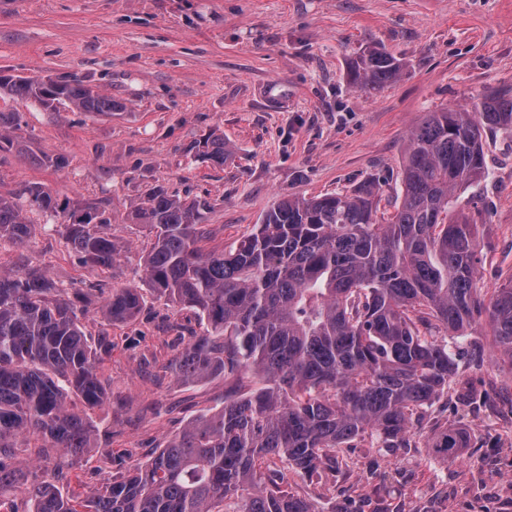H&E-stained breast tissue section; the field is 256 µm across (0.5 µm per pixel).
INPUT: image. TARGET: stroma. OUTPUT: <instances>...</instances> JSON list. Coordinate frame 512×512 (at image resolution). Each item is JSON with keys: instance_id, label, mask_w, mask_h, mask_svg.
I'll list each match as a JSON object with an SVG mask.
<instances>
[{"instance_id": "35a3bbf8", "label": "stroma", "mask_w": 512, "mask_h": 512, "mask_svg": "<svg viewBox=\"0 0 512 512\" xmlns=\"http://www.w3.org/2000/svg\"><path fill=\"white\" fill-rule=\"evenodd\" d=\"M372 46L404 68L368 94L348 73ZM0 75L77 77L125 105L100 120L0 98L21 124L20 152L0 158V194L31 182L98 202L121 248L112 269L78 265L38 212L27 243L0 241V268L38 265L63 297L90 294L77 311L87 339L112 342L98 367L111 401L88 412L95 448L69 469L57 451L32 448L23 470L25 488L90 496L224 402L223 373L186 383L169 368L207 325L147 284L141 259L154 237L131 223L134 207L155 187L208 200L210 243L228 250L282 197L374 181L376 221L389 223L408 135L429 113L512 89V0H0ZM212 133L231 151L221 166L197 156ZM484 149L489 176L461 205L476 224L475 286L488 298L512 280V137L486 132ZM46 155L68 164H40ZM125 286L140 289L141 311L107 324L98 308ZM470 334L478 348L449 338L458 371L439 400L413 410L404 447L356 438L312 479L272 457L267 482L317 512H512V363L494 354L487 325ZM447 426L470 437L453 460L427 446Z\"/></svg>"}]
</instances>
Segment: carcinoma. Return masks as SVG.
Listing matches in <instances>:
<instances>
[{
  "mask_svg": "<svg viewBox=\"0 0 512 512\" xmlns=\"http://www.w3.org/2000/svg\"><path fill=\"white\" fill-rule=\"evenodd\" d=\"M402 64L381 48L363 51L350 84L363 92L396 80ZM0 95L46 112L72 107L94 117L124 108L80 80L45 84L0 76ZM16 112H0V152L16 149ZM512 135V95H488L468 106L432 112L408 137L400 203L388 224L375 213L379 187L284 197L254 231L228 252L206 250L209 204L150 190L131 213L155 241L143 259L150 288L196 310L207 334L181 355L186 381L215 371L261 386L238 391L224 407L202 414L147 464L92 496L62 493L52 483L29 492L25 512H316L294 492L265 483L270 456L310 478L336 449L366 433L385 448L406 440L411 411L448 390L457 364L430 332L455 336L488 317L494 351L512 362V281L490 302L474 287V225L458 191L488 176L485 131ZM200 157L222 165L224 138L204 139ZM57 225L81 265L109 269L120 253L101 231V204L58 202L44 186L17 192ZM34 224L12 196L0 195V241L23 244ZM142 308L133 287L114 288L98 307L122 323ZM107 338L94 348L72 302L59 297L38 266L0 272V450L34 435L78 466L92 448L91 422L68 408L78 400L102 407L108 391L97 365ZM461 428L441 431L432 447L449 459L467 447ZM20 469L0 463V499L15 495Z\"/></svg>",
  "mask_w": 512,
  "mask_h": 512,
  "instance_id": "carcinoma-1",
  "label": "carcinoma"
}]
</instances>
